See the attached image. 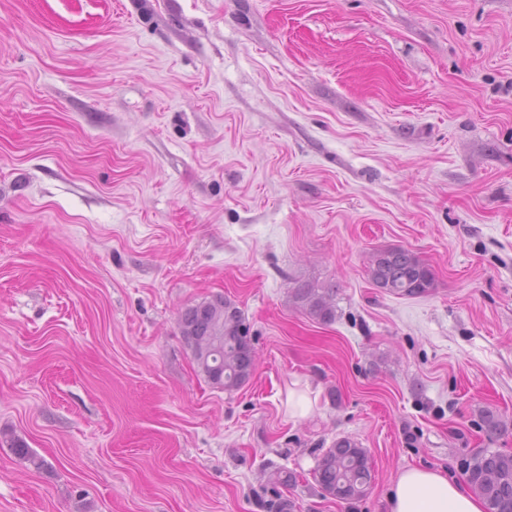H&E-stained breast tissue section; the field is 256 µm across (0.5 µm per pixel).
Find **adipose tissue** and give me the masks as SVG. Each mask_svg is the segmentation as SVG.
Listing matches in <instances>:
<instances>
[{"mask_svg":"<svg viewBox=\"0 0 512 512\" xmlns=\"http://www.w3.org/2000/svg\"><path fill=\"white\" fill-rule=\"evenodd\" d=\"M389 512H483L481 500L440 471H402L388 499Z\"/></svg>","mask_w":512,"mask_h":512,"instance_id":"ef3b65f1","label":"adipose tissue"}]
</instances>
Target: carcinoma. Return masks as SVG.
<instances>
[{
	"label": "carcinoma",
	"mask_w": 512,
	"mask_h": 512,
	"mask_svg": "<svg viewBox=\"0 0 512 512\" xmlns=\"http://www.w3.org/2000/svg\"><path fill=\"white\" fill-rule=\"evenodd\" d=\"M373 284L391 294L416 296L434 287V275L414 252L400 247L373 254L369 269ZM334 288L299 286L293 298L313 319L329 323L336 318ZM178 327L190 350L197 372L210 385L234 391L245 385L255 370V351L242 311L218 294L185 308ZM9 448L22 460L40 470L45 460L18 438ZM472 492L485 504L486 512H512V454L484 450L464 463ZM322 494L339 501L364 497L373 481L366 449L349 439H340L322 454L315 469Z\"/></svg>",
	"instance_id": "cac0c4a2"
}]
</instances>
